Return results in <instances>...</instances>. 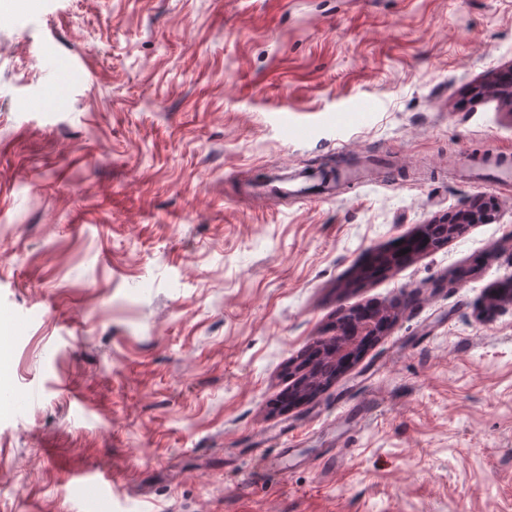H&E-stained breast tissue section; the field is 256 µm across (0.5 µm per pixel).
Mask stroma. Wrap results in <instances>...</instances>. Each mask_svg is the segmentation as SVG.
Segmentation results:
<instances>
[{
	"label": "stroma",
	"instance_id": "obj_1",
	"mask_svg": "<svg viewBox=\"0 0 512 512\" xmlns=\"http://www.w3.org/2000/svg\"><path fill=\"white\" fill-rule=\"evenodd\" d=\"M511 68L512 0H0V512H512ZM342 147L391 175L250 197ZM463 219L466 221L464 222ZM489 216L485 212L467 211L461 212L457 215L452 223H448V228L440 227L444 224H425L421 230V236L416 239L415 244L422 249L437 246L443 243L439 233L444 232V235L449 236L454 233L461 224H479L487 223ZM452 224L453 226H450ZM290 448H267L256 460V469L263 475L282 474L295 464L288 457Z\"/></svg>",
	"mask_w": 512,
	"mask_h": 512
}]
</instances>
